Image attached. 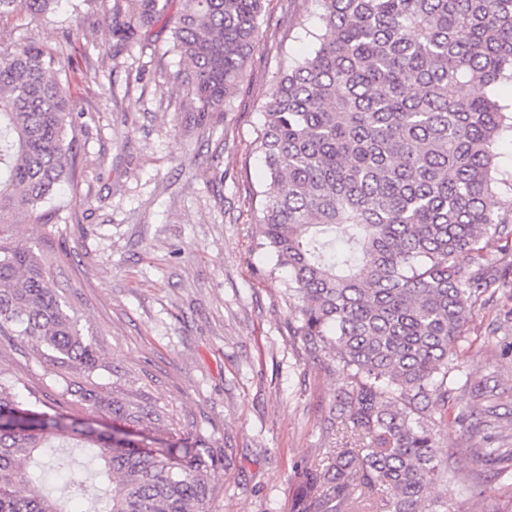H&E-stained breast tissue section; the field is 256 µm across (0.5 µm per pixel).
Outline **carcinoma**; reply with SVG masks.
<instances>
[{"instance_id":"obj_1","label":"carcinoma","mask_w":512,"mask_h":512,"mask_svg":"<svg viewBox=\"0 0 512 512\" xmlns=\"http://www.w3.org/2000/svg\"><path fill=\"white\" fill-rule=\"evenodd\" d=\"M58 2L0 0V23ZM167 2L116 0L113 34L153 25ZM179 2L187 108L229 112L265 0ZM315 2L324 33L268 95L256 141L268 182L252 196L257 246L288 271L292 335L313 355L332 352L346 375L328 422L352 441L295 466L291 512H453L431 496L448 374L473 304L512 285V264L489 268L481 246L512 195L494 153L512 113L489 93L512 86V0ZM60 64L59 51L31 42L0 51V337L87 380L99 354L81 324L84 298L58 283L51 241L35 249L14 237L22 223H51L42 204L74 182L86 123L48 78ZM17 385L0 373V512H63L45 490L51 472L91 512H205L213 456L162 437L158 409L79 382L69 406H53L19 398ZM469 394L478 433L496 393L479 382ZM84 407L112 425L81 419ZM511 439L482 461H512Z\"/></svg>"}]
</instances>
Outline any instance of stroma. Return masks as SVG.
Here are the masks:
<instances>
[{
	"label": "stroma",
	"mask_w": 512,
	"mask_h": 512,
	"mask_svg": "<svg viewBox=\"0 0 512 512\" xmlns=\"http://www.w3.org/2000/svg\"><path fill=\"white\" fill-rule=\"evenodd\" d=\"M114 0H62L59 10L0 27V48L32 41L66 48L71 108L87 124L73 186L28 222V244L52 240L62 280L83 295L82 322L100 366L103 395L147 401L172 433L210 448L216 488L207 512H290L293 468L342 441L329 408L344 376L332 355L314 356L289 335L288 275L257 248L251 192L265 180L255 140L266 96L283 69L308 52L319 27L316 0H266L246 78L229 112L185 108L177 80L187 61L173 49L178 0L127 45L112 35ZM502 293L473 310L461 360L448 375L445 465H464L449 493L461 512H512V462L504 474L479 463L483 440L458 421L466 379L502 396V433H512V333ZM0 371L62 403L61 370L26 343L0 339ZM483 480L474 498L469 484Z\"/></svg>",
	"instance_id": "35a3bbf8"
}]
</instances>
